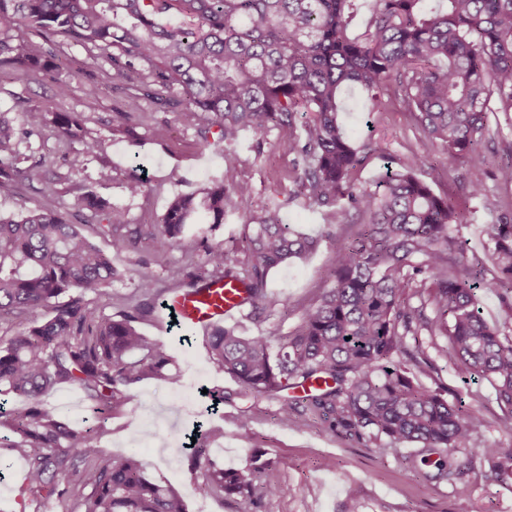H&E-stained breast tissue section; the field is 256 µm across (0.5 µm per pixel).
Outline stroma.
I'll return each mask as SVG.
<instances>
[{
	"label": "stroma",
	"mask_w": 512,
	"mask_h": 512,
	"mask_svg": "<svg viewBox=\"0 0 512 512\" xmlns=\"http://www.w3.org/2000/svg\"><path fill=\"white\" fill-rule=\"evenodd\" d=\"M44 47L56 53L52 72L0 70V112L18 129L24 128L25 114L33 106L49 113H82L88 142L95 147L89 150L59 139L51 124L20 138L16 150L21 166L40 164L45 178L23 187L19 195H0V213L58 210L69 222L81 225L94 244L110 252L109 240L98 233V218L77 205L83 191L92 190L124 210L128 223L157 224L175 194L196 189L223 173L222 148L203 145L196 129L183 125L172 111L152 108L143 113L135 128L137 143L112 138L114 109L124 102V86L118 78L102 82V72L111 68L109 59L80 71L76 63L86 57L81 45L55 37ZM61 83L71 87L64 98L56 93ZM346 102L349 110L341 115L344 125L357 142L375 147L355 172L357 184H374L387 169H402L418 153L427 155L429 166L440 174L436 192L452 201L464 202L462 187L477 176L492 193L512 198V185L501 179L502 169L512 164V124L491 123L483 146L494 163L478 175L464 163L449 168L446 154L422 142L398 100L383 97L376 108L355 89L347 93ZM237 151L235 174L251 186L243 210L278 205L284 223L321 239L316 251L269 274L268 289L280 304L260 328L270 336H286L300 326L304 309L327 286L337 249L355 231L359 219L352 213L334 217L308 204L297 183L283 176L289 157L277 133L260 140L248 138ZM106 166L111 167L112 178L103 182L99 172ZM134 174L147 177L146 194L127 193L126 182ZM204 258L203 246L191 236L165 251L157 250L151 241H141L136 250L113 255L118 276L97 300L109 314L137 304L141 299L138 275L145 263L154 272L159 294L167 295L174 277L193 271ZM139 328L174 358L177 382L138 384L127 410L112 415L98 412L84 392L72 386L57 388L46 406L71 423L85 419L100 426L105 453L136 451L147 462L149 473L166 479L183 498L187 512H346L351 495L357 512H512V480L488 484L468 474L471 491L465 496L448 483H426L411 464L416 449L396 453L383 440L362 445L337 436L309 414L299 421H281L277 400L243 392L233 378L209 362L203 335L177 326L164 330L150 318L140 322ZM431 360L437 372L422 376V383L461 394L480 414V432L486 440L512 443L500 428L503 412L490 383L470 377L463 366L448 365L439 355ZM217 390L224 391L226 399L214 411L209 394ZM245 416L250 419L246 431L240 427ZM213 426L224 430L213 442L214 460L243 471L251 464L252 451L265 452L275 463L281 486L278 496L254 507L202 490L182 449L170 440ZM24 471L23 461L14 456L0 466V512H37L21 494Z\"/></svg>",
	"instance_id": "stroma-1"
}]
</instances>
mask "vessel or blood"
I'll return each instance as SVG.
<instances>
[{
	"label": "vessel or blood",
	"mask_w": 512,
	"mask_h": 512,
	"mask_svg": "<svg viewBox=\"0 0 512 512\" xmlns=\"http://www.w3.org/2000/svg\"><path fill=\"white\" fill-rule=\"evenodd\" d=\"M244 296L239 284L220 279L205 288L172 291L164 308L187 328L205 332L240 312Z\"/></svg>",
	"instance_id": "vessel-or-blood-1"
}]
</instances>
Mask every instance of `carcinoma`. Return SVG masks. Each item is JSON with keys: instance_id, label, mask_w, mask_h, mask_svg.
<instances>
[{"instance_id": "obj_1", "label": "carcinoma", "mask_w": 512, "mask_h": 512, "mask_svg": "<svg viewBox=\"0 0 512 512\" xmlns=\"http://www.w3.org/2000/svg\"><path fill=\"white\" fill-rule=\"evenodd\" d=\"M351 2L0 0V67L42 70L55 57L22 30L60 36L89 52L85 68L98 63V52L112 50L113 74L103 77L126 83L114 137L129 132L145 103L179 108L181 122L196 128L206 146L217 128L226 151L246 133L278 131L309 204L334 215L353 211L365 221L340 246L330 285L295 332L277 338L218 325L206 336L209 359L241 390L278 399L283 421L300 406L357 443L384 438L394 452L421 445L422 465L436 469L423 472L424 479L445 480L466 495L461 478L478 463H488L482 477L489 483L512 478V446L487 442L471 405L418 381L416 372L433 364L422 345L411 350L406 338L424 331L445 337L438 352L491 384L504 432L512 433V313L491 325L481 307L482 295L497 291L512 310V205L480 181L470 186L467 199L492 216L484 230L494 264L489 278L484 267L466 263V243L451 231L469 223L471 210L433 190V171L416 174L422 158L373 186L356 184L354 172L373 148L353 142L340 114L352 88L376 106L390 94L421 138L442 148L448 168L465 162L485 170L491 157L480 144L489 114L512 122V0H374L369 26L355 37L347 33ZM173 8L183 20L158 21ZM46 122L41 109L26 112L28 131ZM55 124L60 139L83 142L82 113H58ZM18 137L1 112L0 194L43 178L38 164L18 166ZM224 161V177L176 195L160 224L130 226L122 210L91 190L78 205L99 217L114 253L146 238L174 247L198 234V217L219 225L240 213L251 187L234 176L236 157L226 154ZM242 236L252 262L211 244L204 265L173 288L235 280L259 324L278 304L267 290L270 270L314 250L320 239L283 223L277 206L246 215ZM115 275L112 256L61 212L0 214V314L31 316L28 326L0 336V427L10 432L0 448L25 459L24 493L38 510L55 498L64 512H187L136 454H104L99 428L71 424L45 406L56 388L73 385L95 408L116 413L142 381H175L172 356L135 326L154 312L148 265L138 282L145 300L134 308L107 315L86 299ZM16 396L25 398L23 407L5 410ZM189 462L212 495L254 505L279 492L260 453L249 472L225 469L203 436L190 445Z\"/></svg>"}]
</instances>
